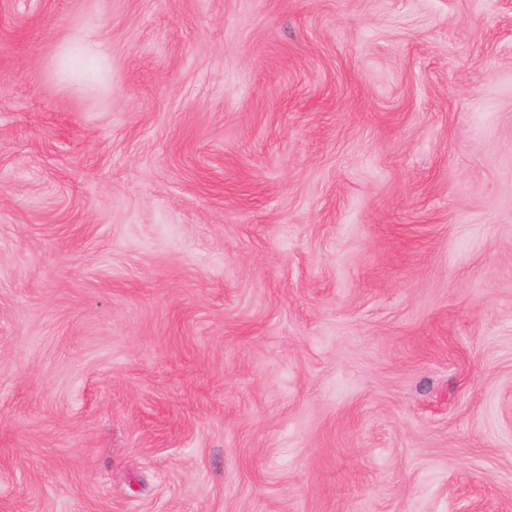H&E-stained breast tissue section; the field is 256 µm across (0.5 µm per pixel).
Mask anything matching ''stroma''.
<instances>
[{"label": "stroma", "mask_w": 512, "mask_h": 512, "mask_svg": "<svg viewBox=\"0 0 512 512\" xmlns=\"http://www.w3.org/2000/svg\"><path fill=\"white\" fill-rule=\"evenodd\" d=\"M0 512H512V0H0ZM68 49L80 59L87 75H93L100 62L108 54L106 45L88 31L77 33L71 40Z\"/></svg>", "instance_id": "obj_1"}]
</instances>
